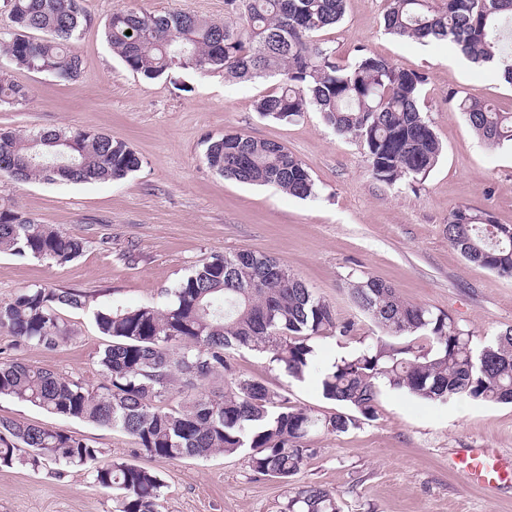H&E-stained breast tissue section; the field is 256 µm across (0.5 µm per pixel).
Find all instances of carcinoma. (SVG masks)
Returning a JSON list of instances; mask_svg holds the SVG:
<instances>
[{
    "label": "carcinoma",
    "mask_w": 512,
    "mask_h": 512,
    "mask_svg": "<svg viewBox=\"0 0 512 512\" xmlns=\"http://www.w3.org/2000/svg\"><path fill=\"white\" fill-rule=\"evenodd\" d=\"M346 0H225L240 24L188 12L151 14L118 6L105 25L112 54L147 80L175 71L222 69L238 79L279 77V90L255 110L278 122L320 114L336 135L358 142L375 177L394 185L429 173L442 146L422 110L423 74L363 51L350 65L336 62L320 39L342 21ZM10 26L0 32V56L18 68L75 81V50L91 18L83 0H7ZM388 33L454 45L470 62L503 65L512 85V0H389ZM131 34H126V31ZM28 89L0 75V108L26 104ZM476 135L497 147L512 142V112L470 98L456 100ZM207 167L227 179L270 185L299 198L317 187L303 162L281 143L240 133L208 141ZM140 156L125 142L82 130L20 133L0 129V175L16 181L95 183L122 180L139 170ZM448 242L469 262L512 277V226L462 205L448 216ZM86 239L42 224L0 200V253L64 265L79 258ZM275 259L250 250L206 258L167 292L162 308L122 305L95 314L107 338L94 386L16 357L0 362V396L48 413L121 431L155 460L208 459L243 454L249 471L289 485L316 449L315 432L346 433L377 416L382 387L432 402L467 398L512 403V329L477 347L473 334L444 312L402 299L390 284L362 276L349 281L353 303L398 344L378 340L324 371L322 395L348 408L315 414L286 393L237 375L232 350L265 352L289 377L304 378L314 358L312 340L327 332L350 335L332 307L301 280L269 271ZM86 295L33 285L0 302V327L15 348L54 350L70 339L65 309ZM233 376L219 392L198 391L215 372ZM189 391L173 405L176 388ZM88 440L42 424L0 419V466L78 468L102 488L119 491L115 512H159L167 485L154 471L102 460ZM279 512H344L343 498L316 483L289 489Z\"/></svg>",
    "instance_id": "1"
}]
</instances>
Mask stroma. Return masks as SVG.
Masks as SVG:
<instances>
[{
	"label": "stroma",
	"mask_w": 512,
	"mask_h": 512,
	"mask_svg": "<svg viewBox=\"0 0 512 512\" xmlns=\"http://www.w3.org/2000/svg\"><path fill=\"white\" fill-rule=\"evenodd\" d=\"M120 0H84L92 19L79 42L82 74L65 82L0 59V72L25 86L23 107L0 109V128L81 129L126 142L142 159L128 178L96 184L0 180V197L43 224L86 239L83 255L64 265L0 255V302L34 284L86 296L62 313L72 337L55 350H23L31 364L96 384L105 338L96 311L116 304L157 305L167 290L212 254L251 250L276 258L355 324L352 336L314 339L315 360L295 380L267 355L241 350L236 373L260 379L274 392L316 413L336 412L319 377L333 362L374 343L382 331L353 304L349 280L377 277L406 301L445 312L470 330L475 344L512 326V278L468 262L448 242L449 213L468 205L512 225V147L480 142L450 94L485 100L512 112V85L489 66L460 60L444 41L388 35L387 0H346L343 20L321 37L339 64L359 50L426 76L424 110L443 146L424 178L394 185L375 178L362 147L337 136L320 115L293 123L262 117L255 102L276 88L272 79H232L223 72H178L146 80L113 57L104 24ZM149 13L188 11L217 22L233 18L224 0H133ZM242 133L274 140L308 168L315 197L289 196L272 186L224 179L203 162L208 139ZM0 418L38 422L89 440L106 459L157 471L166 482L161 512H278L287 487L254 476L242 455L206 460H154L123 432L0 396ZM316 454L297 482H316L342 494L344 512H512V490L494 496L468 485L448 462L462 448L512 455V404L455 399L420 400L382 388L377 417L345 433L311 435ZM116 493L79 469L57 472L0 467V512H113Z\"/></svg>",
	"instance_id": "obj_1"
}]
</instances>
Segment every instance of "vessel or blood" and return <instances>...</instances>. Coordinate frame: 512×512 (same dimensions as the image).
I'll return each mask as SVG.
<instances>
[{"label":"vessel or blood","mask_w":512,"mask_h":512,"mask_svg":"<svg viewBox=\"0 0 512 512\" xmlns=\"http://www.w3.org/2000/svg\"><path fill=\"white\" fill-rule=\"evenodd\" d=\"M453 470L467 483L495 493L512 488V457H506L486 448H467L452 459Z\"/></svg>","instance_id":"1"}]
</instances>
